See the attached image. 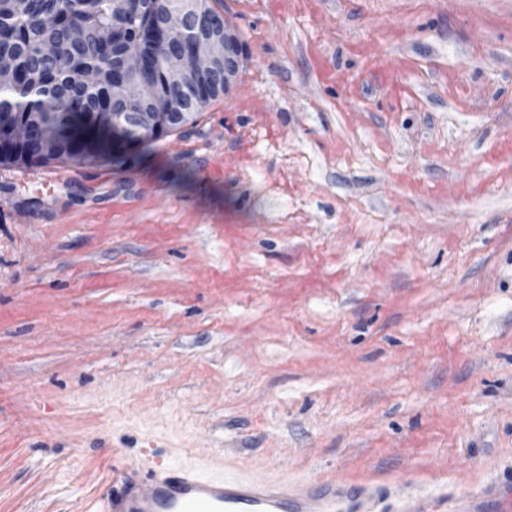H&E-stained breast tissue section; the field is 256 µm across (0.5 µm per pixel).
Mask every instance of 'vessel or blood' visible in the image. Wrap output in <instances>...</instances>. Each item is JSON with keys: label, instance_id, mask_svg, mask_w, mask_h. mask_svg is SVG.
I'll use <instances>...</instances> for the list:
<instances>
[{"label": "vessel or blood", "instance_id": "1", "mask_svg": "<svg viewBox=\"0 0 512 512\" xmlns=\"http://www.w3.org/2000/svg\"><path fill=\"white\" fill-rule=\"evenodd\" d=\"M377 492L333 480L295 491L263 478L230 479L209 465L165 464L146 473L116 467L98 512H374ZM453 512H512V487L459 497Z\"/></svg>", "mask_w": 512, "mask_h": 512}]
</instances>
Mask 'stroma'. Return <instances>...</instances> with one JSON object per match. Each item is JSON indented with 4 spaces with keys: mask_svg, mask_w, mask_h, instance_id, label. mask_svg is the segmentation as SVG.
<instances>
[{
    "mask_svg": "<svg viewBox=\"0 0 512 512\" xmlns=\"http://www.w3.org/2000/svg\"><path fill=\"white\" fill-rule=\"evenodd\" d=\"M211 4L244 61L193 122L0 165V512L116 457L512 486V0Z\"/></svg>",
    "mask_w": 512,
    "mask_h": 512,
    "instance_id": "obj_1",
    "label": "stroma"
}]
</instances>
